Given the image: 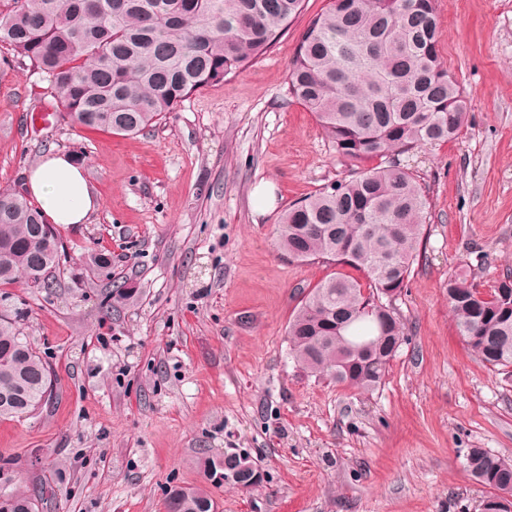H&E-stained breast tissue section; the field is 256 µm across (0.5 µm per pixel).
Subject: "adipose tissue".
I'll return each instance as SVG.
<instances>
[{
  "label": "adipose tissue",
  "instance_id": "adipose-tissue-1",
  "mask_svg": "<svg viewBox=\"0 0 512 512\" xmlns=\"http://www.w3.org/2000/svg\"><path fill=\"white\" fill-rule=\"evenodd\" d=\"M27 192L42 213L60 226L85 223L98 206L82 167L58 152L47 153L30 168Z\"/></svg>",
  "mask_w": 512,
  "mask_h": 512
}]
</instances>
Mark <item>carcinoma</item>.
<instances>
[{
    "label": "carcinoma",
    "mask_w": 512,
    "mask_h": 512,
    "mask_svg": "<svg viewBox=\"0 0 512 512\" xmlns=\"http://www.w3.org/2000/svg\"><path fill=\"white\" fill-rule=\"evenodd\" d=\"M303 0H0V47L45 75L48 105L80 128L134 135L192 92L266 53ZM436 0H330L302 32L287 99L311 112L349 174L290 205L277 244L293 261L325 258L340 272L311 288L287 327L304 371L370 391L408 340L391 301L419 257L425 191L406 158L468 129L464 89L440 55ZM61 241L20 192L0 190V286L25 279L48 292ZM448 306L468 350L485 366H512V277L486 295L462 274ZM57 375L10 315H0V418L47 404ZM199 466L260 485L246 453L204 456ZM463 467L488 489L479 512H512V462L471 448ZM169 512H217L204 488L175 487Z\"/></svg>",
    "instance_id": "1"
}]
</instances>
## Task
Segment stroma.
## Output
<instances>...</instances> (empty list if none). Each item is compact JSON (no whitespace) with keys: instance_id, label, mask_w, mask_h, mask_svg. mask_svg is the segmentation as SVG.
<instances>
[{"instance_id":"obj_1","label":"stroma","mask_w":512,"mask_h":512,"mask_svg":"<svg viewBox=\"0 0 512 512\" xmlns=\"http://www.w3.org/2000/svg\"><path fill=\"white\" fill-rule=\"evenodd\" d=\"M326 6L305 0L265 55L137 135L61 112L31 123L46 81L29 62L0 65V188L22 189L53 150L81 162L99 200L60 227L51 292L5 288L57 375L40 412L0 421L12 490L55 491L42 512H166L167 489L202 485V453L233 449L268 482L215 490L219 512H479L487 490L464 455L512 461V367L467 352L447 291L465 263L486 294L512 272V0H437L469 128L409 158L429 202L394 302L411 334L367 392L288 354L292 312L337 270L277 247L283 211L345 174L314 116L285 100L298 38ZM120 286L135 297L114 303Z\"/></svg>"}]
</instances>
